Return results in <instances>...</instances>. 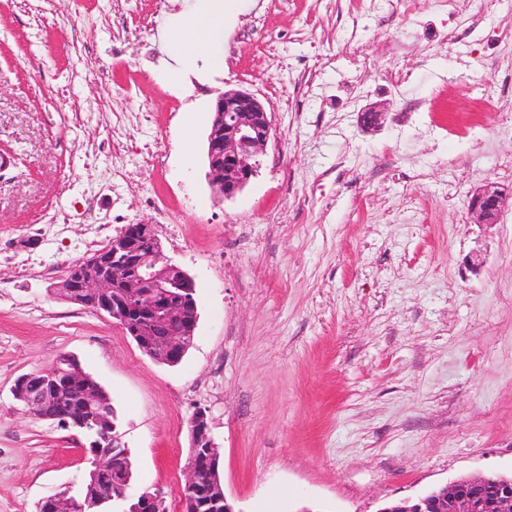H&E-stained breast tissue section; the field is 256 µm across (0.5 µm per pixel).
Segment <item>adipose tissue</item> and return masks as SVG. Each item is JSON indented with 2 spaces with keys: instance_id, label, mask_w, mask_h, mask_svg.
<instances>
[{
  "instance_id": "1",
  "label": "adipose tissue",
  "mask_w": 512,
  "mask_h": 512,
  "mask_svg": "<svg viewBox=\"0 0 512 512\" xmlns=\"http://www.w3.org/2000/svg\"><path fill=\"white\" fill-rule=\"evenodd\" d=\"M226 0H203L192 13L172 17L161 33V39L173 63L170 76L179 82L194 72L199 62L219 67L224 63L214 51L216 42L224 37Z\"/></svg>"
}]
</instances>
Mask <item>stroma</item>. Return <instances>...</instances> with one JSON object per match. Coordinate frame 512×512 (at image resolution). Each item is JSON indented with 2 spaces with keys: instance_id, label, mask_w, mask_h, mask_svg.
Returning a JSON list of instances; mask_svg holds the SVG:
<instances>
[{
  "instance_id": "obj_1",
  "label": "stroma",
  "mask_w": 512,
  "mask_h": 512,
  "mask_svg": "<svg viewBox=\"0 0 512 512\" xmlns=\"http://www.w3.org/2000/svg\"><path fill=\"white\" fill-rule=\"evenodd\" d=\"M197 2L0 0V512L87 476L88 439L11 393L63 353L112 400L130 493L169 512L200 407L241 512H378L512 473V202L492 225L467 209L512 189V0H235L223 67L174 84L159 29ZM228 89L274 135L223 202L205 144ZM138 221L195 282L175 366L50 290ZM506 198L505 189L496 182H487L468 199V211L476 224H495ZM130 512H166L165 497L160 489L145 490L136 497Z\"/></svg>"
}]
</instances>
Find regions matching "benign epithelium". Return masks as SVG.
<instances>
[{"instance_id":"obj_1","label":"benign epithelium","mask_w":512,"mask_h":512,"mask_svg":"<svg viewBox=\"0 0 512 512\" xmlns=\"http://www.w3.org/2000/svg\"><path fill=\"white\" fill-rule=\"evenodd\" d=\"M207 135L209 183L217 198L240 193L260 168L261 156L273 136L272 113L251 92L232 89L218 94ZM506 198L505 189L487 182L468 199L477 224H495ZM53 292L68 301L104 313L131 336L153 360L174 366L194 338L197 323L195 285L188 273L168 258L154 226L138 222L124 226L89 259L71 265ZM42 384L27 387L30 374L20 376L13 398L25 412L60 428L76 429L109 445L116 440L114 409L104 389L67 354L42 371ZM189 456L183 486L184 512H194L200 488H205L224 512L227 502L217 464L218 445L207 411L199 408L188 420ZM111 493L81 498L63 490L46 498L42 512H98ZM131 512H167L159 489L136 496ZM397 512H512V476L496 473L465 477L440 487Z\"/></svg>"}]
</instances>
